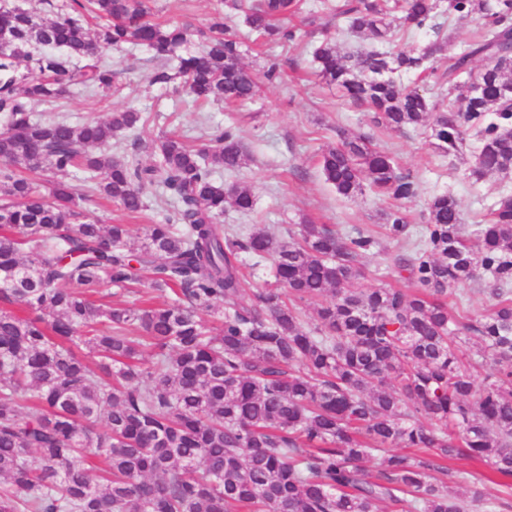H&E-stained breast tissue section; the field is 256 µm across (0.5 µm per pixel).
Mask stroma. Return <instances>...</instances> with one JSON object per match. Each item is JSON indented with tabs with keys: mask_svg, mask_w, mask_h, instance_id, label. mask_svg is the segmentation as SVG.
Listing matches in <instances>:
<instances>
[{
	"mask_svg": "<svg viewBox=\"0 0 512 512\" xmlns=\"http://www.w3.org/2000/svg\"><path fill=\"white\" fill-rule=\"evenodd\" d=\"M150 6L152 20H187L203 26L210 22L218 2L151 0ZM102 57L118 74L120 94L103 103L96 96L74 92L65 105L69 120L79 123L89 115L104 116L129 106L146 109L150 120L141 134L144 143L141 158L145 161L151 158L150 141L161 133L174 130L190 142L203 128L234 126L249 161L235 174L217 173L215 180L223 186L235 182L248 185L254 196V208L247 214L227 209L224 221L228 224L268 230L279 236L290 225L306 221L336 229L352 225L373 228L380 224L389 200L369 192L351 200L343 199L321 173L319 155L326 147L338 145L336 132L340 129L372 134L377 149L393 154L418 179L420 193L405 205L412 225H419L429 199L444 192L455 196L469 221H478L501 186L494 177L476 186L466 177L464 161L472 156V140H465L462 157L457 160L439 156L426 130L373 129L366 112L349 104L336 88L319 79L309 50L303 44L289 49H268L253 44L243 48V63L257 75L262 74L268 59L283 60L284 81L262 83L256 101L234 106L213 105L203 112L181 103L179 96L171 91L149 86L150 51L106 50ZM145 196L150 205L135 218L105 200L87 202L86 209L100 223L129 225L132 237L138 238L146 225L161 222L166 215L164 209L153 204V189H146Z\"/></svg>",
	"mask_w": 512,
	"mask_h": 512,
	"instance_id": "1",
	"label": "stroma"
}]
</instances>
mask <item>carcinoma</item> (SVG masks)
Listing matches in <instances>:
<instances>
[{
    "instance_id": "carcinoma-1",
    "label": "carcinoma",
    "mask_w": 512,
    "mask_h": 512,
    "mask_svg": "<svg viewBox=\"0 0 512 512\" xmlns=\"http://www.w3.org/2000/svg\"><path fill=\"white\" fill-rule=\"evenodd\" d=\"M150 0H69L37 22L0 6V512H495L512 504V192L498 190L465 239L448 193L421 215L420 239L402 204L419 182L371 137L321 154L325 180L344 198L365 190L397 202L384 229L406 288H357L362 259L380 247L369 229L300 224L288 236L242 233L220 218L253 210L248 187H221L245 149L232 127L188 145L173 133L122 160L102 147L148 121L129 108L74 124L37 115L73 90L120 91L98 48L146 47L150 85L192 102L245 103L259 81L241 63L251 40H301L300 0H229L244 28L219 14L206 26L150 19ZM97 20L95 31L86 18ZM478 21L452 49L438 19ZM332 17L374 47L344 55L332 39L313 49L316 74L376 128L429 127L435 150L476 142L468 178L512 180V0H346ZM431 30L432 47L402 43ZM196 43L201 51L189 49ZM444 55L438 70L436 54ZM487 61L473 74V63ZM429 73L432 99L403 82ZM85 173L84 194L57 181L48 192L25 171ZM167 207L135 247L124 224H99L83 203L99 196L135 214L143 189ZM268 271L248 305L244 257ZM145 276L172 293L144 308L98 303L105 285ZM492 282L494 302L463 322L448 297ZM319 297L314 320L302 305ZM222 321L212 328L204 316ZM150 353V363L144 353ZM482 378H477V369ZM397 447L419 448L411 459ZM38 463H30L32 456ZM99 457L94 468L89 459ZM460 457L504 480L490 501L481 478L448 468ZM375 460L369 470L363 462ZM469 487L448 495L447 478Z\"/></svg>"
}]
</instances>
